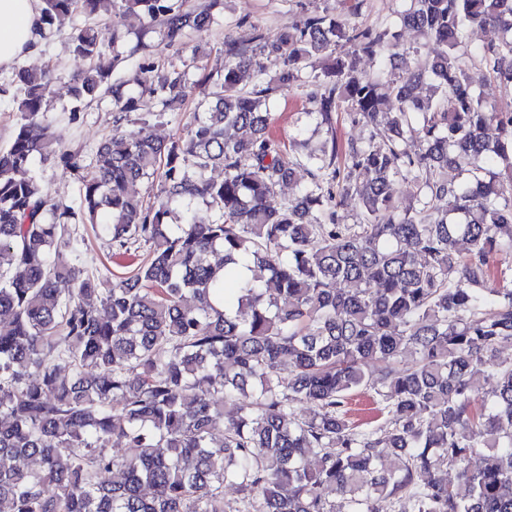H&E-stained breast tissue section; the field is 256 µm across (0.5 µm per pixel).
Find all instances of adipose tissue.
I'll list each match as a JSON object with an SVG mask.
<instances>
[{
    "label": "adipose tissue",
    "instance_id": "1",
    "mask_svg": "<svg viewBox=\"0 0 512 512\" xmlns=\"http://www.w3.org/2000/svg\"><path fill=\"white\" fill-rule=\"evenodd\" d=\"M40 0H0V73L10 71L43 43Z\"/></svg>",
    "mask_w": 512,
    "mask_h": 512
}]
</instances>
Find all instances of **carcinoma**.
I'll list each match as a JSON object with an SVG mask.
<instances>
[{
    "label": "carcinoma",
    "mask_w": 512,
    "mask_h": 512,
    "mask_svg": "<svg viewBox=\"0 0 512 512\" xmlns=\"http://www.w3.org/2000/svg\"><path fill=\"white\" fill-rule=\"evenodd\" d=\"M111 2L42 0V23L59 32ZM120 2L160 21L167 43L214 21L171 0ZM401 22L431 47L398 76L358 68L396 47L387 27L314 15L254 49L232 43L222 93L199 103L186 137L117 128L89 175L46 119L52 70H15L19 117L0 150V503L10 512H512V363L495 358L512 341V108L487 104L458 58L470 29L499 27L478 63L512 92V0H412ZM69 38L90 61L72 76L75 101L110 95L138 111L112 83L115 47L91 27ZM341 40L353 55L312 61ZM269 57L281 85L301 62L321 67L312 102L325 124L343 108L385 139L333 136L288 158L260 109L273 87H240ZM139 70L165 105L188 96L186 72ZM384 76L394 112L382 109ZM427 77L435 99L418 94ZM407 137L417 152L399 147ZM36 158L78 175L79 210L52 202ZM217 167L222 180L209 175ZM448 168L465 178L436 177ZM397 177L415 187L411 211L392 204ZM157 178L153 203L129 191ZM290 181L300 196L276 202ZM344 199L358 201L362 223L339 222ZM77 224L101 225L115 256L147 243L150 260L95 277L73 259ZM356 392L372 395L384 423L350 421ZM443 467L465 490L437 477ZM115 469L123 481L110 479Z\"/></svg>",
    "instance_id": "obj_1"
}]
</instances>
